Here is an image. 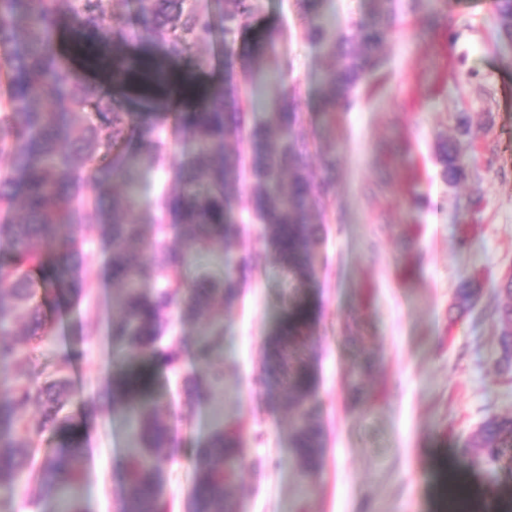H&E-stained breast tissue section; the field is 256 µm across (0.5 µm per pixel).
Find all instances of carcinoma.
I'll use <instances>...</instances> for the list:
<instances>
[{"instance_id":"1","label":"carcinoma","mask_w":512,"mask_h":512,"mask_svg":"<svg viewBox=\"0 0 512 512\" xmlns=\"http://www.w3.org/2000/svg\"><path fill=\"white\" fill-rule=\"evenodd\" d=\"M136 0L139 28L113 31L101 0H0V213L22 200V220L0 224V240L11 253L0 259V369L10 372L13 385L0 404V486L12 484L31 469L37 449L34 440L50 429L55 447L44 453L33 472L37 494L63 497L76 486L84 456L79 424L60 416L72 391L67 379L40 380L26 349L9 336L17 319L25 318L35 339L54 334L44 315L40 289L53 288L70 304L89 297L85 275V240L76 223L78 204L99 216L101 237L112 245L108 275L118 289L113 304L121 316L112 321V345L135 348L155 372L175 369L182 356L174 342L164 345L173 310L186 323L210 316L216 295L236 296L240 283L226 273L220 279L200 274L185 279L195 257L215 241L237 237L240 225L231 221L233 204L244 203L263 225L279 261L298 281L312 278V245L318 228L311 216L324 213L332 183L309 169L315 146L312 129L297 104L281 91L280 32L261 35V52L268 70L249 71V84L240 78L246 32L257 10L256 0ZM368 19L354 20L348 31H333L320 14L310 18L304 37L328 59L324 71L327 111L348 112L354 92L379 64L384 43L397 20L395 0H372ZM505 38L512 39V0H495ZM111 31L108 66L112 82L135 88H161L163 63L184 57L191 49L209 46L216 33L224 41V76L199 97L201 105L179 111L171 125L167 102L155 101V120L137 125L119 109L112 96L92 81L76 63V52ZM264 90L263 111L270 118L242 127L240 114L249 90ZM136 155L126 153L132 140ZM185 143L182 161L167 165L169 140ZM235 139L247 154L227 151ZM443 177L455 178L462 167L453 146L445 147ZM163 170L172 193L142 200L134 173ZM251 182L240 194L244 174ZM290 187L280 189L283 174ZM98 189L87 195L88 185ZM177 223L181 247L168 245L165 225ZM505 302L496 314L502 324L500 345L505 366L512 365V277L503 280ZM307 317H288L284 334L273 341L269 372H280L296 407L293 445L304 467L312 468L321 453L322 435L317 407L311 398V371L302 356L312 349ZM112 407L136 422L141 445L130 462V486L121 499V512H167L161 495L166 467L175 447L171 428L154 410L145 376L117 371L110 387ZM31 409L42 411L38 428L26 419ZM234 427L222 426L200 449L194 472L191 512H232L224 496V466L235 461ZM467 448H477V463L496 467L512 450V417L492 415L473 432Z\"/></svg>"}]
</instances>
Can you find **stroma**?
I'll return each instance as SVG.
<instances>
[{"mask_svg": "<svg viewBox=\"0 0 512 512\" xmlns=\"http://www.w3.org/2000/svg\"><path fill=\"white\" fill-rule=\"evenodd\" d=\"M299 12L295 0H260L246 41L287 31L284 85L315 131L312 172L323 175L324 151L336 155L314 278L291 284L259 224L204 254L207 271L238 272L240 290L214 304L224 336L207 364L195 357L207 324L172 323L182 361L151 381L158 416L178 441L162 496L173 512H189L199 448L220 424L239 423L245 464L224 485L234 512H445L452 463L463 472L467 512L512 506V471L472 466L458 452L486 417L512 415V370L499 365L495 315L498 284L512 274V42L500 36L494 0H425L403 12L355 107L334 116L325 110L324 61L302 37ZM446 144L464 159L455 179L441 175ZM79 222L90 298L67 308L47 297L56 331L35 342L34 358L51 374L57 353L78 350L64 370L73 391L66 412L85 432L77 500L84 512H120L135 440L104 394L113 364L137 374L148 362L110 343L117 310L108 251L97 223ZM467 280L479 294L460 314L454 294ZM296 307L315 341L324 444L310 473L293 448L286 385L258 383L271 340ZM206 370L219 383L187 392L186 379ZM0 512L56 506L22 478L0 487Z\"/></svg>", "mask_w": 512, "mask_h": 512, "instance_id": "obj_1", "label": "stroma"}]
</instances>
